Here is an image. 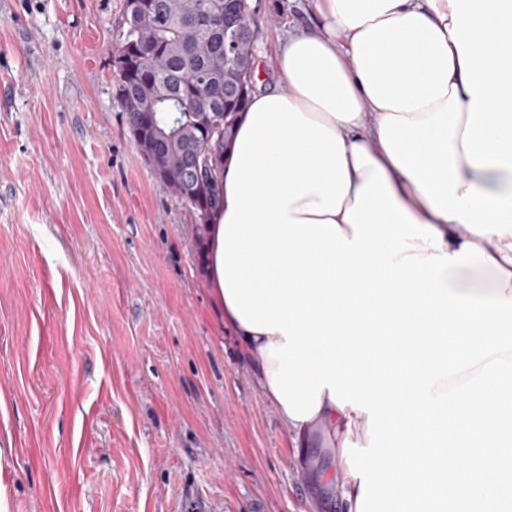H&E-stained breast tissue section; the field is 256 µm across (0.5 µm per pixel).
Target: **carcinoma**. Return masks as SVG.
<instances>
[{"mask_svg": "<svg viewBox=\"0 0 512 512\" xmlns=\"http://www.w3.org/2000/svg\"><path fill=\"white\" fill-rule=\"evenodd\" d=\"M148 9L115 25L116 45L126 51L115 98L128 120L135 145L150 142L145 161L163 187L162 176L185 177L178 199L197 218V239L221 203L218 174L238 117L254 90V57L246 53L241 22L249 0H236L226 13L213 0H148ZM196 154L216 158L187 175Z\"/></svg>", "mask_w": 512, "mask_h": 512, "instance_id": "1", "label": "carcinoma"}]
</instances>
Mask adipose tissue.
Returning a JSON list of instances; mask_svg holds the SVG:
<instances>
[{"label": "adipose tissue", "instance_id": "ef3b65f1", "mask_svg": "<svg viewBox=\"0 0 512 512\" xmlns=\"http://www.w3.org/2000/svg\"><path fill=\"white\" fill-rule=\"evenodd\" d=\"M314 24L294 28L276 56L278 84L251 101L287 98L303 116L358 145L383 168L398 202L436 228L452 254L473 243L486 266L461 269L460 291L512 296V0H312ZM224 212L207 229L206 274L225 327L272 395L283 334L245 327L218 272ZM277 411L295 441L343 443L367 433L365 412L322 391L313 417Z\"/></svg>", "mask_w": 512, "mask_h": 512}]
</instances>
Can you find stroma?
Returning <instances> with one entry per match:
<instances>
[{"label": "stroma", "mask_w": 512, "mask_h": 512, "mask_svg": "<svg viewBox=\"0 0 512 512\" xmlns=\"http://www.w3.org/2000/svg\"><path fill=\"white\" fill-rule=\"evenodd\" d=\"M265 85L308 0H249ZM124 0H0L7 512H342L213 305L196 218L114 97Z\"/></svg>", "instance_id": "35a3bbf8"}]
</instances>
